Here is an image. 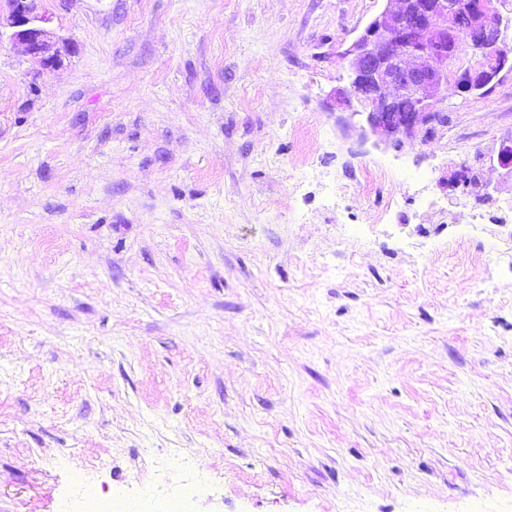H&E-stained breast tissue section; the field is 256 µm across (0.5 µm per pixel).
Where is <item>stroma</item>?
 Wrapping results in <instances>:
<instances>
[{
  "mask_svg": "<svg viewBox=\"0 0 512 512\" xmlns=\"http://www.w3.org/2000/svg\"><path fill=\"white\" fill-rule=\"evenodd\" d=\"M384 7L42 0L63 65L0 42V512H83L77 474L196 485L188 512H512V226L440 214L447 158L512 197L476 161L512 70L378 141L334 91ZM384 164L413 223L354 179ZM430 165L433 210L401 176Z\"/></svg>",
  "mask_w": 512,
  "mask_h": 512,
  "instance_id": "obj_1",
  "label": "stroma"
}]
</instances>
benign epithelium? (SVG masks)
<instances>
[{"instance_id":"7a95c632","label":"benign epithelium","mask_w":512,"mask_h":512,"mask_svg":"<svg viewBox=\"0 0 512 512\" xmlns=\"http://www.w3.org/2000/svg\"><path fill=\"white\" fill-rule=\"evenodd\" d=\"M9 40L40 69L62 64L61 48L44 28L38 0H5ZM468 25L460 24L447 0H386V6L343 52L350 89L336 91L345 105L356 98L370 132L381 142H400L443 117L434 111L448 86L469 94L488 83L490 71L477 63L452 70L463 47H500L494 0H466ZM407 100L414 108L402 111Z\"/></svg>"}]
</instances>
